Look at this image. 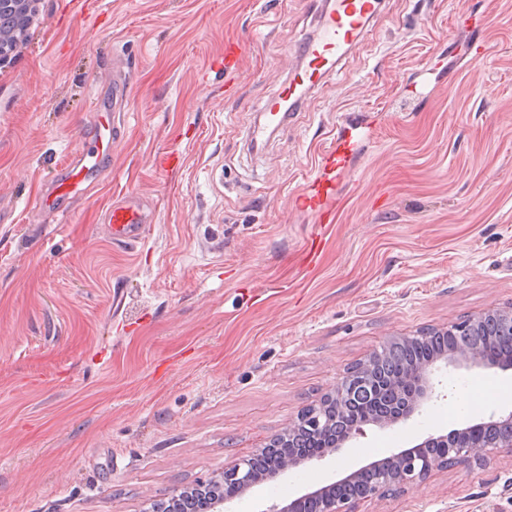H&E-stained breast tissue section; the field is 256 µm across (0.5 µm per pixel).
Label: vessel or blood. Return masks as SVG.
<instances>
[{
    "label": "vessel or blood",
    "instance_id": "b4317fda",
    "mask_svg": "<svg viewBox=\"0 0 512 512\" xmlns=\"http://www.w3.org/2000/svg\"><path fill=\"white\" fill-rule=\"evenodd\" d=\"M377 6V0H330L318 28L297 48L301 67L290 71L287 81L281 84L277 94L264 103L262 110L267 121L253 126L250 131L252 139L265 140L269 124L284 123L288 112L300 107L307 90L314 87L326 72L337 66L353 46L362 40ZM128 97L129 89L124 80H113L111 103L99 104L97 108L99 121L95 150H79L76 159L65 163L59 178L54 182L52 197L43 202L45 208L58 209L63 200L81 191L100 161L110 156L115 142V122L125 111ZM341 164V153L332 148L321 153L316 161L317 167L331 173L330 178L314 180L312 194L304 199L303 209L314 217L316 223L326 224L332 220L326 208V200L335 184L332 173ZM106 222L113 240L134 244L141 239L150 216L139 199L126 196L113 202L107 211Z\"/></svg>",
    "mask_w": 512,
    "mask_h": 512
}]
</instances>
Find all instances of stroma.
I'll return each instance as SVG.
<instances>
[{"label": "stroma", "instance_id": "stroma-1", "mask_svg": "<svg viewBox=\"0 0 512 512\" xmlns=\"http://www.w3.org/2000/svg\"><path fill=\"white\" fill-rule=\"evenodd\" d=\"M85 2L37 0L0 69V512H148L258 452L393 338L512 306V0H383L258 151L249 130L324 0ZM228 42L244 48L230 75L210 67ZM116 74L130 98L111 157L42 209ZM340 115L355 149L317 224L295 202ZM170 152L180 167L157 169ZM124 195L153 216L133 246L104 222ZM434 383L407 422L365 425L230 512L512 410V367ZM477 385L493 397L457 410ZM356 512H512V454Z\"/></svg>", "mask_w": 512, "mask_h": 512}]
</instances>
